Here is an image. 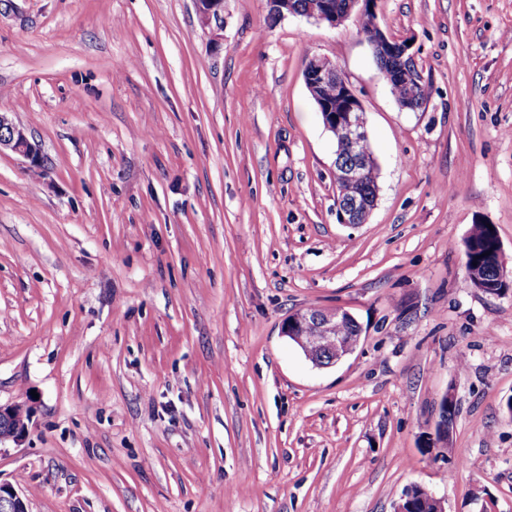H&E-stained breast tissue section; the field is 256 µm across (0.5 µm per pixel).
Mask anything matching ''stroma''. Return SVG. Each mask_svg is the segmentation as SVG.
Here are the masks:
<instances>
[{"instance_id": "stroma-1", "label": "stroma", "mask_w": 512, "mask_h": 512, "mask_svg": "<svg viewBox=\"0 0 512 512\" xmlns=\"http://www.w3.org/2000/svg\"><path fill=\"white\" fill-rule=\"evenodd\" d=\"M428 88L400 108L358 15L267 0H0V112L46 172L0 154V442L29 512H512V289L466 270L494 225L512 272V0H377ZM330 59L378 171L336 216V144L305 85ZM350 311L355 352L315 368L281 333ZM458 407L430 446L439 401ZM196 12L209 18L208 30L216 36L224 27V0H193ZM25 408L21 405H1L0 404V424L5 421L13 425V433L7 437L13 442L19 443L24 439L28 432V425L31 418V412L26 419ZM446 500L433 492L414 485L407 489L394 505V512H413L415 505L427 510L425 512H447Z\"/></svg>"}]
</instances>
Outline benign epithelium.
Instances as JSON below:
<instances>
[{
    "label": "benign epithelium",
    "instance_id": "obj_1",
    "mask_svg": "<svg viewBox=\"0 0 512 512\" xmlns=\"http://www.w3.org/2000/svg\"><path fill=\"white\" fill-rule=\"evenodd\" d=\"M196 12L209 18L208 33L215 36L224 27V0H193ZM375 0H317L305 11L293 7V0H268L271 15L275 19L286 15H299L316 23L330 27L342 24L353 11L364 15L372 12ZM374 56L383 58L394 50L395 38L387 35L376 26L365 35ZM304 80L315 104L321 113L326 129L335 126L343 129L344 138L336 148L334 177L338 183H360L365 172L377 166L373 153L361 150L368 143L365 112L361 100L351 88L336 64L325 57L312 56L307 59ZM334 86V101L323 96V88ZM10 150L23 156L31 167L43 166V158L39 145L31 141L25 130L12 122L7 113H0V153ZM379 197V186L375 185L364 193L363 197L336 200L338 221L342 224L359 225L367 223L368 217L375 209ZM352 318L349 311L336 309L310 308L300 312L281 327V333L291 336L301 344L307 358L313 365L321 368L323 364L315 360L322 353L323 347L332 346L333 358L330 365H335L353 354L360 343L362 330L356 335L341 337L335 335L336 326L344 320ZM311 330V342H304L302 331ZM13 425V433L9 439L18 443L28 432L30 419L26 418L25 408L21 405H1L0 422ZM427 512H447L446 500L433 492L414 485L407 489L394 505V512H413L415 506ZM7 512H28L26 497L8 483L0 482V509Z\"/></svg>",
    "mask_w": 512,
    "mask_h": 512
}]
</instances>
